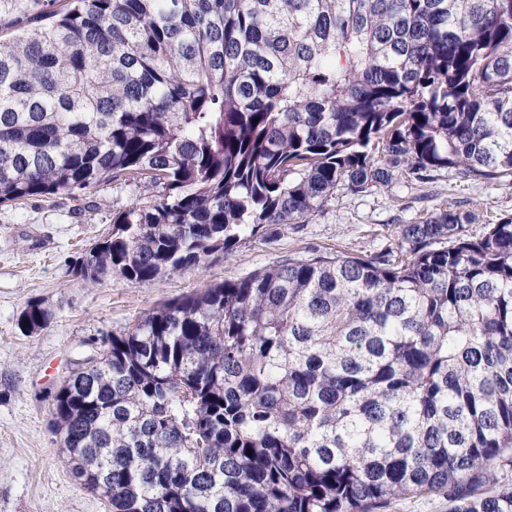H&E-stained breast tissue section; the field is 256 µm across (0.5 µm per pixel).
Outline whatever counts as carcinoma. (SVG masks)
I'll return each mask as SVG.
<instances>
[{"label": "carcinoma", "mask_w": 512, "mask_h": 512, "mask_svg": "<svg viewBox=\"0 0 512 512\" xmlns=\"http://www.w3.org/2000/svg\"><path fill=\"white\" fill-rule=\"evenodd\" d=\"M443 169L512 180V0H0V206L139 190L93 284ZM475 220L144 314L52 398L73 477L110 512H512V216ZM381 512H448V501L440 497L417 499L400 497Z\"/></svg>", "instance_id": "cac0c4a2"}]
</instances>
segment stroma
<instances>
[{
    "mask_svg": "<svg viewBox=\"0 0 512 512\" xmlns=\"http://www.w3.org/2000/svg\"><path fill=\"white\" fill-rule=\"evenodd\" d=\"M114 183L77 197L0 206V512H107L61 460L49 405L62 380L149 310L195 288L248 276L310 250L376 255L400 225L455 206L477 214L473 232L512 215V182L462 181L454 170L427 183L396 180L369 193H338L300 224H282L250 243L217 252L202 267L151 284L120 277L94 284L76 272L86 249L112 233V209L129 204ZM33 302L55 313L33 335L18 329Z\"/></svg>",
    "mask_w": 512,
    "mask_h": 512,
    "instance_id": "stroma-1",
    "label": "stroma"
}]
</instances>
